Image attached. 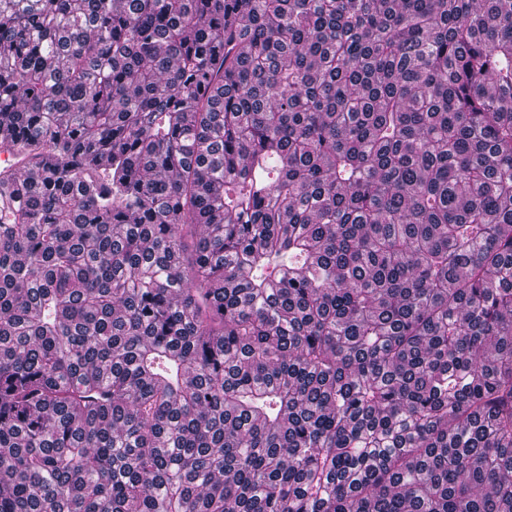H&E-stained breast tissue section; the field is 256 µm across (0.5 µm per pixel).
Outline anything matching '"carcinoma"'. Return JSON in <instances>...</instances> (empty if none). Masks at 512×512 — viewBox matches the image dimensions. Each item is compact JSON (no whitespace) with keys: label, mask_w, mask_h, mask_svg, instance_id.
<instances>
[{"label":"carcinoma","mask_w":512,"mask_h":512,"mask_svg":"<svg viewBox=\"0 0 512 512\" xmlns=\"http://www.w3.org/2000/svg\"><path fill=\"white\" fill-rule=\"evenodd\" d=\"M0 512H512V0H0Z\"/></svg>","instance_id":"1"}]
</instances>
